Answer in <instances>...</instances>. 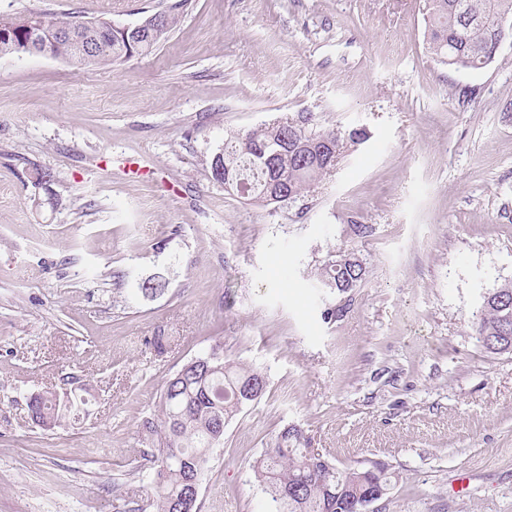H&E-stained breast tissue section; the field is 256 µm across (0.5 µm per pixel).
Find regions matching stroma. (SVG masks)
Returning <instances> with one entry per match:
<instances>
[{
    "label": "stroma",
    "mask_w": 512,
    "mask_h": 512,
    "mask_svg": "<svg viewBox=\"0 0 512 512\" xmlns=\"http://www.w3.org/2000/svg\"><path fill=\"white\" fill-rule=\"evenodd\" d=\"M171 2L0 0V15L135 25ZM424 15L425 0H185L148 56L80 72L0 57V512L152 501L140 421L217 344L269 385L226 427L201 512H264L252 465L289 424L337 465L384 462L380 512H512V353L472 329L512 281V41L456 72ZM305 112L366 133L305 197L266 206L212 179L227 134ZM35 164L58 207L35 208ZM348 249L364 281L317 288ZM116 270L169 286L133 296ZM62 388L79 412L32 424L30 395Z\"/></svg>",
    "instance_id": "obj_1"
}]
</instances>
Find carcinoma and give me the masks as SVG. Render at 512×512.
I'll return each mask as SVG.
<instances>
[{
  "instance_id": "cac0c4a2",
  "label": "carcinoma",
  "mask_w": 512,
  "mask_h": 512,
  "mask_svg": "<svg viewBox=\"0 0 512 512\" xmlns=\"http://www.w3.org/2000/svg\"><path fill=\"white\" fill-rule=\"evenodd\" d=\"M163 29L128 42L120 33H103L94 46L69 37H53L54 57L74 70L107 68L133 56H148L163 43L177 22L175 7L157 12ZM512 17V0H426L425 38L435 60L451 70L477 71L497 56L495 45L512 39L500 28L502 17ZM28 16H0V29L12 32L0 40V56L31 54L26 38ZM338 132L317 129L313 114L293 121L276 118L230 136L210 161L212 178L229 190L238 184L251 198L281 204L303 196L331 172L343 149ZM350 252L329 259L317 274L322 287L346 292L366 275L363 261L346 262ZM118 287L153 297L168 282L157 277L138 279L125 272L115 275ZM473 327L483 349L504 353L505 337H512V282L487 292L475 314ZM267 389V377L255 369L224 359L214 348L187 361L169 375L156 412L142 418L140 433L151 448L143 451L148 475L156 489V512H200V499H190L201 488L213 449L224 444V429L251 403L242 389L249 384ZM84 400L65 398L52 390L35 393L28 415L39 427H60ZM254 476L270 495L267 512H336L344 499H362L370 488L389 490L387 466L339 468L326 455L308 448L304 430L287 425L279 430L252 465Z\"/></svg>"
}]
</instances>
